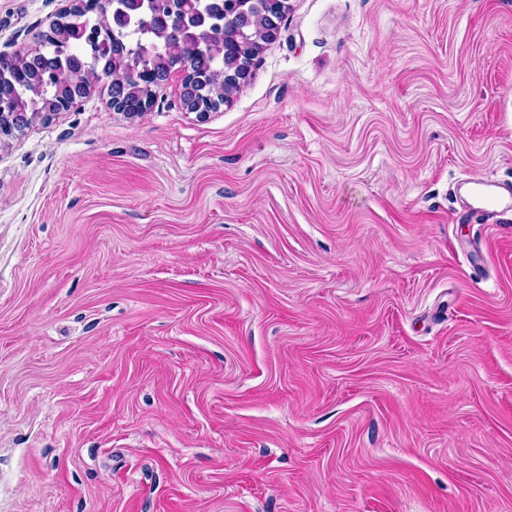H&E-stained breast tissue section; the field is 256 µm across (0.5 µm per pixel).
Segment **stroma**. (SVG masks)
I'll return each mask as SVG.
<instances>
[{
  "mask_svg": "<svg viewBox=\"0 0 512 512\" xmlns=\"http://www.w3.org/2000/svg\"><path fill=\"white\" fill-rule=\"evenodd\" d=\"M288 4L206 117L0 136V512H512V0Z\"/></svg>",
  "mask_w": 512,
  "mask_h": 512,
  "instance_id": "stroma-1",
  "label": "stroma"
}]
</instances>
